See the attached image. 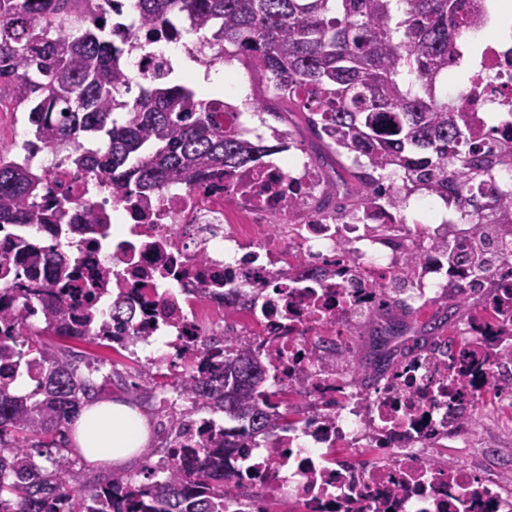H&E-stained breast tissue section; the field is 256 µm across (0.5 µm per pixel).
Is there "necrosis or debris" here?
I'll list each match as a JSON object with an SVG mask.
<instances>
[{
	"mask_svg": "<svg viewBox=\"0 0 512 512\" xmlns=\"http://www.w3.org/2000/svg\"><path fill=\"white\" fill-rule=\"evenodd\" d=\"M138 42L125 65L137 82L191 50L171 24L140 31ZM462 93L461 122L475 145L512 140V36L482 43ZM271 138L260 164L202 170L117 205L108 185L47 149L45 169L76 205L66 224L0 226V282L52 284L66 306L92 308L102 324L113 303L124 304L146 363L186 380L200 371L204 342L236 337L263 354L271 407L284 391L316 402L306 424L233 459L232 477L264 497L227 496L224 512H266L271 497L296 512H512V494L498 482L430 457L448 432L473 425L487 390L512 405V317L501 313L512 308V213L480 208L470 224L452 200L440 221L409 225L377 203L322 210L324 175L292 136L276 129ZM493 222L501 256L479 276L461 258L480 224ZM63 239L70 279L56 265L18 259L22 245L45 253ZM420 244L427 250L416 263ZM461 288L482 289L484 298L467 311L453 347L409 353L363 390L345 358L362 317L384 314L385 297L416 310ZM452 365L466 370L453 386ZM367 448L377 451L368 463Z\"/></svg>",
	"mask_w": 512,
	"mask_h": 512,
	"instance_id": "obj_1",
	"label": "necrosis or debris"
}]
</instances>
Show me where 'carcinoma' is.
<instances>
[{"label": "carcinoma", "instance_id": "obj_1", "mask_svg": "<svg viewBox=\"0 0 512 512\" xmlns=\"http://www.w3.org/2000/svg\"><path fill=\"white\" fill-rule=\"evenodd\" d=\"M83 0H0V85L13 86L34 136L30 151L52 146L69 165L106 178L112 198L128 190L149 195L175 181H190L200 168L252 165L269 153L262 137L247 139L224 125L216 97L168 81L169 71L133 86L124 74L130 34L112 20L116 0L95 10ZM138 23L157 29L176 12L188 31L213 51L194 60L209 65L232 51L261 81L288 103L279 112L253 99L257 112L285 122L301 113L328 155L351 164L325 174L328 196L318 204L357 210L383 199L392 207L406 200L384 187L376 174L391 169L407 175L415 190L448 200V182L461 193L482 189L495 161L473 145L460 124L464 99L448 102L440 84L459 63L461 33L484 24L478 0H134ZM48 174L27 161L0 158V225L60 224L70 200L45 197ZM34 295L45 312V329L56 336L122 349L130 345L128 312L112 305V331L76 330L68 311L48 287L16 282L0 288V359L22 360L38 353L46 372L32 391L19 394L0 380V512H224L225 469L245 441L288 429L306 419L308 408L265 406L266 368L260 354L233 337L204 351L222 359L186 381L157 369L177 387L187 407L174 424L184 426L197 408L234 419L238 427L208 448H163L168 461L157 472L147 461L140 482L112 472L94 482L69 480L73 459L71 427L81 408L122 377L76 365L75 353H47L36 341L12 335L18 315L7 303ZM468 310L465 296L451 297L425 321L402 311L371 334L373 359L361 384L387 377L396 367L391 343L411 337L422 349L444 335ZM46 455L49 466L35 456Z\"/></svg>", "mask_w": 512, "mask_h": 512}]
</instances>
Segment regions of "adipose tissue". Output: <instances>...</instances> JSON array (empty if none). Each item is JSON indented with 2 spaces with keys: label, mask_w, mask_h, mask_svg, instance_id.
Wrapping results in <instances>:
<instances>
[{
  "label": "adipose tissue",
  "mask_w": 512,
  "mask_h": 512,
  "mask_svg": "<svg viewBox=\"0 0 512 512\" xmlns=\"http://www.w3.org/2000/svg\"><path fill=\"white\" fill-rule=\"evenodd\" d=\"M81 453L92 461L124 462L147 442L143 421L120 402L86 407L75 421Z\"/></svg>",
  "instance_id": "obj_1"
}]
</instances>
